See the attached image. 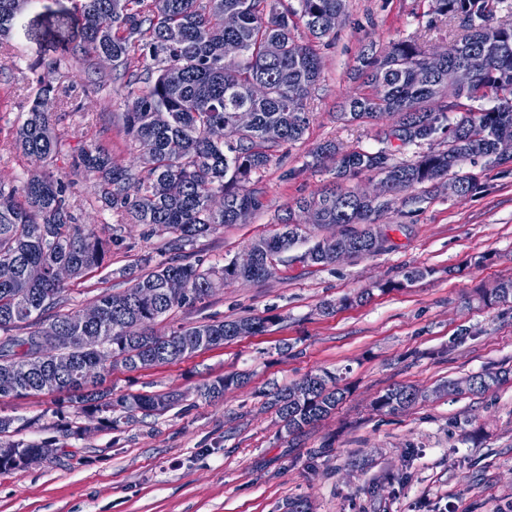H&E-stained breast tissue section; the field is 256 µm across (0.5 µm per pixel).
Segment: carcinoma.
I'll return each instance as SVG.
<instances>
[{"mask_svg":"<svg viewBox=\"0 0 512 512\" xmlns=\"http://www.w3.org/2000/svg\"><path fill=\"white\" fill-rule=\"evenodd\" d=\"M81 0V31L78 45L83 65L96 68L107 56L116 77L127 71L131 55L138 52L149 61L147 72L156 75L145 90L132 79L125 81L128 112L124 125L144 160L138 172L117 165L112 152L102 146H87L72 155V166L95 174L100 180V198L124 215L129 224H146L170 235L166 242L173 257L151 265L141 259L140 272L131 286L104 292L93 307L99 319L85 323L80 312H62L68 281L55 278V267L69 268V281L80 280L103 266L111 247L123 244L118 228L102 237L96 225L82 224L68 200V184L50 167L62 153L63 143L55 133V114L44 101L54 89L40 86L36 97L16 126L13 148L37 157L42 167L31 171L22 185L0 182V370L19 371L18 396L42 394L39 376L22 372L24 364L34 369L62 364L66 368L59 387L63 402L91 417L134 420L139 413H161L180 402L172 392L124 394L112 397L100 390L87 373L114 367L136 371L182 360L198 351L220 346L236 338L242 320L181 326L172 339L153 337L151 325L175 307L200 302L210 295L208 282L260 281L262 267L242 270L230 262L217 269H201L191 263L187 248L224 224H235L259 207L257 196L247 189L252 174L264 169L278 142H296L309 125L308 95L318 81L321 61L311 45H300L292 30L300 19L311 37L321 42L331 32L321 27L324 16H343L345 0ZM24 0H0V36L18 20ZM503 0H435V12L457 18L468 33L436 60L411 40L399 41L388 51L360 59L363 90L346 101L351 119H375L396 115L404 145L433 139L437 128L428 126L460 117L450 127L447 145L410 162H396L392 151L354 149L337 155L333 144L320 147V154L336 158V178L375 172L404 188L432 183L447 175L461 186V196L470 195L476 179L459 171L474 157L499 162L496 143L512 138V25L493 24L491 19ZM238 16L234 28L224 26V14ZM472 70L474 83L460 88L452 82L458 67ZM489 100L494 105L475 109L473 103ZM252 113V123L241 126L236 114ZM224 126L226 138L210 139L208 130ZM270 126L281 130L280 141L265 138ZM388 202L365 200L357 192L336 185L297 203L299 210L313 212L317 225L341 224L355 242L343 256H369L383 249L372 242L369 225L373 215ZM302 237L293 217L283 220L282 231L261 238L262 260L283 261V256ZM305 255L309 263L336 262V243L322 239ZM428 270L412 268L404 281L378 285L382 292L403 287V282L423 278ZM177 277L184 291L171 295L165 282ZM28 330L21 336L18 331ZM62 336L58 352L43 354L39 338ZM306 398L290 399V386L273 385L264 391L266 404L275 409L286 432L298 434L330 414L344 398L340 376L325 371L308 375ZM247 376L233 373L218 377L199 389L206 400L224 397L230 387H241ZM411 386L388 387L375 401L376 409L399 412L412 405ZM38 424L0 416V448L18 453L0 461V473L18 472L24 453L43 450V445L11 439V434Z\"/></svg>","mask_w":512,"mask_h":512,"instance_id":"1","label":"carcinoma"}]
</instances>
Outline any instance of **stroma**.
Instances as JSON below:
<instances>
[{
	"label": "stroma",
	"instance_id": "stroma-1",
	"mask_svg": "<svg viewBox=\"0 0 512 512\" xmlns=\"http://www.w3.org/2000/svg\"><path fill=\"white\" fill-rule=\"evenodd\" d=\"M80 24L79 0H36L0 36V182L20 184L36 165L13 149L12 135L42 79L56 88L52 110L64 142L105 145L116 164L139 167L122 121L128 109L122 81L103 82L109 67L88 74L72 60ZM462 33L459 20L435 13L432 0H346L334 38L316 47L321 74L307 101L303 140L275 148L251 180L259 208L199 239L194 258L219 268L280 232L289 208L333 179L332 160L316 154L323 143L346 151L381 148L393 117L339 116L359 86L354 68L362 53L405 39L431 53ZM463 169L477 178L472 195L455 196L444 182L394 195L376 218L390 238L374 255L299 263L298 255L338 232L311 226L300 213L305 236L271 277L217 283L201 303L157 319L159 335L210 321H270L263 334L175 363L107 374L105 385L117 395L181 393L182 401L164 413L112 428L72 408L56 416L50 394L0 397V416L40 422L21 440L54 450L24 471L0 473V512H284L288 499L298 497L311 512H512V378L485 392L439 391L451 381L512 369V301L487 306L479 298L512 277V161L480 159ZM55 173L82 223L108 236L120 218L102 203L96 180L64 161ZM167 239L147 225H126L123 246L104 266L70 283L65 310L127 288L124 269L144 256L166 260ZM414 267L427 276L375 291V283L400 281ZM368 288L371 298L357 302ZM328 301L337 309L325 315ZM324 370L342 376L346 397L325 420L287 434L274 410L264 408L262 390ZM244 371L252 375L248 385L215 402L198 397L204 383ZM398 384L429 397L399 413L376 410L378 395ZM70 422L85 434L70 435Z\"/></svg>",
	"mask_w": 512,
	"mask_h": 512
}]
</instances>
